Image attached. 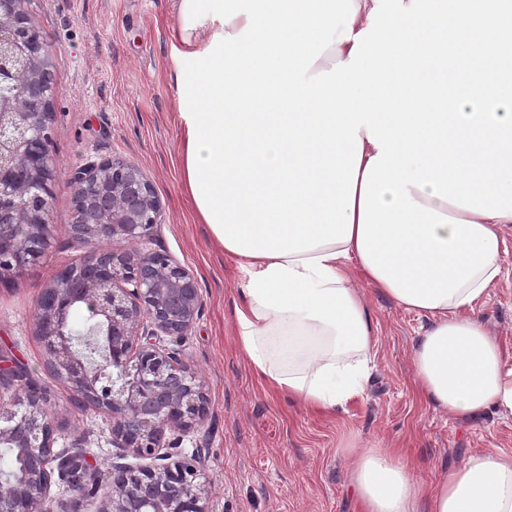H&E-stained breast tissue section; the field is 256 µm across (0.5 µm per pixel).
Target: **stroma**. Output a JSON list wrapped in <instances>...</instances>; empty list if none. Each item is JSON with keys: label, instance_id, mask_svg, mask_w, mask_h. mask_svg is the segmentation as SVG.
Instances as JSON below:
<instances>
[{"label": "stroma", "instance_id": "1", "mask_svg": "<svg viewBox=\"0 0 512 512\" xmlns=\"http://www.w3.org/2000/svg\"><path fill=\"white\" fill-rule=\"evenodd\" d=\"M26 8L56 89L49 121L57 164L49 184L53 231L37 262L0 283V365H22L45 390L58 427L56 449L83 451L101 483H108L116 453L112 421L75 404L68 384L48 366L35 309L54 276L88 254L68 233L72 170L117 157L140 169L160 201L163 221L151 249L170 255L197 280L202 311L194 327L161 343L203 383L209 413L201 425L166 437L175 457L201 455L210 512H359L339 453L352 442L400 452L430 485L478 450L512 453V420L488 415L463 423L417 394L410 351L427 321L370 287L366 300L379 326L371 380L345 412L317 415L266 390L234 336L240 261L213 245L182 191L179 105L171 80V32L178 26L173 0H28ZM504 271L477 315L512 357V254Z\"/></svg>", "mask_w": 512, "mask_h": 512}]
</instances>
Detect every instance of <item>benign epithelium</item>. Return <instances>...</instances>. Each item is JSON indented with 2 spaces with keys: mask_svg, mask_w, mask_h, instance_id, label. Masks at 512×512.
Here are the masks:
<instances>
[{
  "mask_svg": "<svg viewBox=\"0 0 512 512\" xmlns=\"http://www.w3.org/2000/svg\"><path fill=\"white\" fill-rule=\"evenodd\" d=\"M26 0H0V41L5 39L29 67L19 86L25 106L0 124V278L36 262L47 246L53 174L49 107L55 89L42 47L25 36L35 30ZM74 217L70 237L91 247L121 241L127 249H98L79 265L60 271L37 301V331L48 364L82 399L112 418L119 449L112 482L99 512H210L203 462H169L166 431L189 430L207 414V398L162 336H184L202 302L194 276L167 254L144 245L162 223V208L136 166L112 158L89 162L70 175ZM89 303L105 329L106 354L93 360L72 343L68 318ZM117 380L103 383L108 371ZM46 395L27 388L14 400L21 416L0 413V447L17 448L26 465L21 475L0 478V512H51L53 478L81 493L87 472L77 452L54 450L56 426L44 411ZM133 456L148 464H129Z\"/></svg>",
  "mask_w": 512,
  "mask_h": 512,
  "instance_id": "benign-epithelium-1",
  "label": "benign epithelium"
}]
</instances>
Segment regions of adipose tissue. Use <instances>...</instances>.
Wrapping results in <instances>:
<instances>
[{
	"instance_id": "adipose-tissue-1",
	"label": "adipose tissue",
	"mask_w": 512,
	"mask_h": 512,
	"mask_svg": "<svg viewBox=\"0 0 512 512\" xmlns=\"http://www.w3.org/2000/svg\"><path fill=\"white\" fill-rule=\"evenodd\" d=\"M247 24L205 20L177 28L183 53L200 52L215 34H237ZM413 199L445 215L478 223L495 234L497 252L484 271L438 307H417L428 324L411 347L413 383L435 409L472 422L486 414L512 419V367L498 338L474 315L501 276L512 251L503 234L512 215L488 217L414 188ZM244 305L235 307L238 343L256 374L304 408L335 413L362 394L378 327L360 289L393 290L373 273L356 240L330 243L283 257L244 256ZM347 481L362 512H512V454L486 448L435 486L417 479L404 456L383 448L346 450Z\"/></svg>"
}]
</instances>
